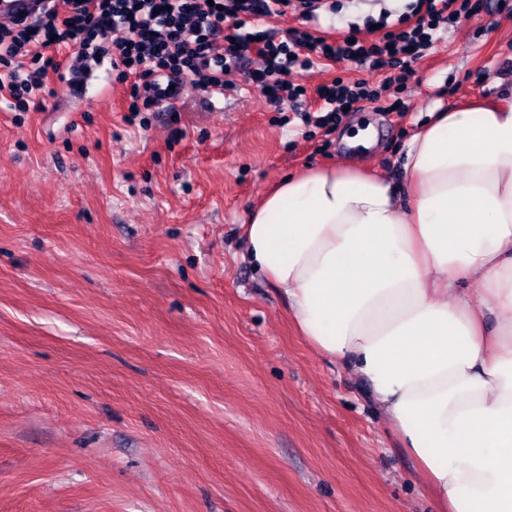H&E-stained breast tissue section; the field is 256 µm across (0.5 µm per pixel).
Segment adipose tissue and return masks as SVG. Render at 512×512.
I'll use <instances>...</instances> for the list:
<instances>
[{
  "label": "adipose tissue",
  "mask_w": 512,
  "mask_h": 512,
  "mask_svg": "<svg viewBox=\"0 0 512 512\" xmlns=\"http://www.w3.org/2000/svg\"><path fill=\"white\" fill-rule=\"evenodd\" d=\"M403 170L283 177L241 226L247 257L447 512H512V97L431 112Z\"/></svg>",
  "instance_id": "1"
}]
</instances>
